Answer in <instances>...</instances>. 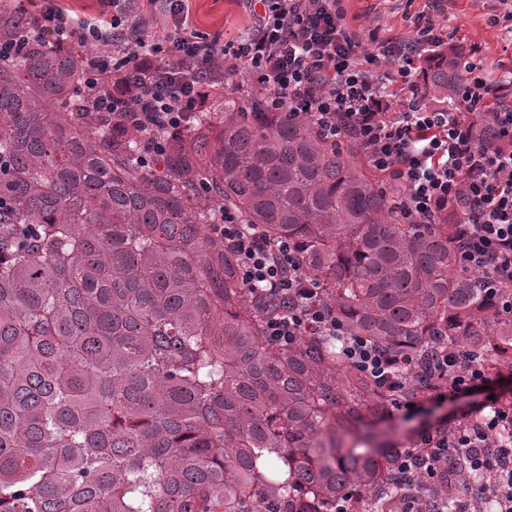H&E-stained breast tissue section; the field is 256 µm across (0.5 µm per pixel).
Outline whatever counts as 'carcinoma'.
Returning <instances> with one entry per match:
<instances>
[{
  "label": "carcinoma",
  "mask_w": 512,
  "mask_h": 512,
  "mask_svg": "<svg viewBox=\"0 0 512 512\" xmlns=\"http://www.w3.org/2000/svg\"><path fill=\"white\" fill-rule=\"evenodd\" d=\"M26 32L0 4V45L24 47L0 61V512H336L353 490L456 512L463 465L442 491L401 473L387 387L338 336L272 342L281 299L253 298L215 226L229 211L295 242L344 334L411 356L398 378L423 396L442 346L512 372V315L461 262L462 205L406 222L357 139L263 94L214 92L175 130L102 112L81 50ZM420 73L422 101L456 106V52ZM151 138L166 152L145 164Z\"/></svg>",
  "instance_id": "carcinoma-1"
}]
</instances>
